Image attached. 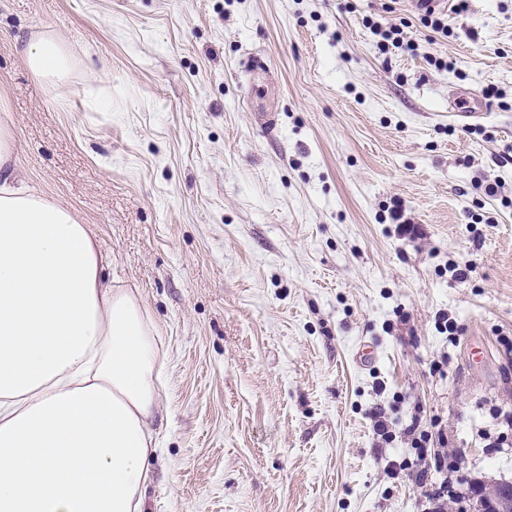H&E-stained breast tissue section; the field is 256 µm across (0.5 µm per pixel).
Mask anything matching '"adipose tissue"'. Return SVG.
I'll return each instance as SVG.
<instances>
[{
  "mask_svg": "<svg viewBox=\"0 0 512 512\" xmlns=\"http://www.w3.org/2000/svg\"><path fill=\"white\" fill-rule=\"evenodd\" d=\"M29 68L62 82L44 36ZM0 117V512H143L164 388L161 338L139 295L104 284L107 261L74 210L14 187Z\"/></svg>",
  "mask_w": 512,
  "mask_h": 512,
  "instance_id": "1",
  "label": "adipose tissue"
}]
</instances>
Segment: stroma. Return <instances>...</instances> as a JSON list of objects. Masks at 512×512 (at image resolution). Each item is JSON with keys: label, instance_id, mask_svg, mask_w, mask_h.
I'll use <instances>...</instances> for the list:
<instances>
[{"label": "stroma", "instance_id": "stroma-1", "mask_svg": "<svg viewBox=\"0 0 512 512\" xmlns=\"http://www.w3.org/2000/svg\"><path fill=\"white\" fill-rule=\"evenodd\" d=\"M369 16L418 50L380 54ZM448 26L415 0H0L15 181L74 209L162 336L144 512H430L512 481V0ZM45 34L65 83L25 62ZM418 10L421 12L420 22L423 27L429 29L431 33L435 36H431L432 38H436V36L440 38H448L450 36V28L448 27V15L438 9L432 8H421L420 4L423 2L422 0H418Z\"/></svg>", "mask_w": 512, "mask_h": 512}]
</instances>
